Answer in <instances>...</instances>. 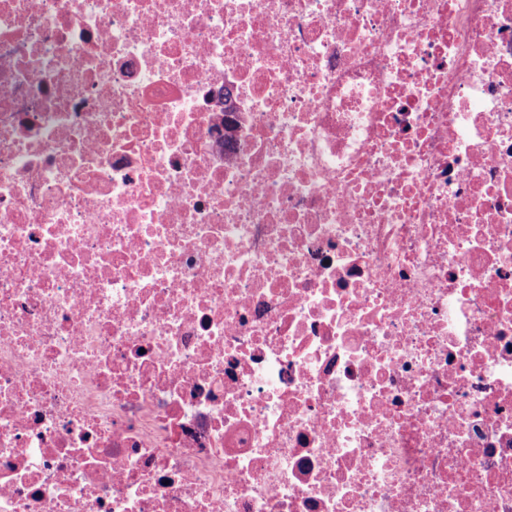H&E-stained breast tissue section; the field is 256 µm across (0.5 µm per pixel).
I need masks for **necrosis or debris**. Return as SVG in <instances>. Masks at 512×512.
<instances>
[{
    "label": "necrosis or debris",
    "instance_id": "obj_1",
    "mask_svg": "<svg viewBox=\"0 0 512 512\" xmlns=\"http://www.w3.org/2000/svg\"><path fill=\"white\" fill-rule=\"evenodd\" d=\"M0 512H512V0H0Z\"/></svg>",
    "mask_w": 512,
    "mask_h": 512
}]
</instances>
